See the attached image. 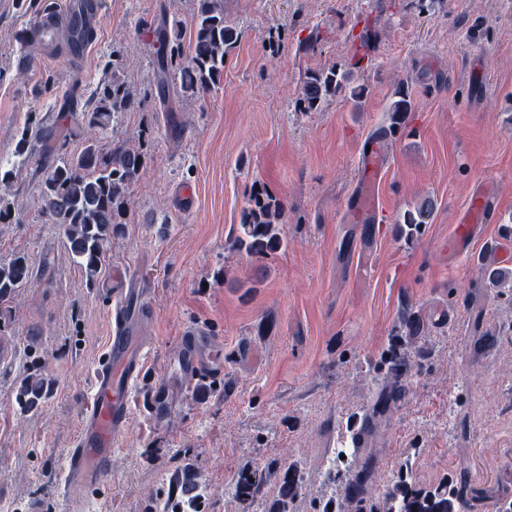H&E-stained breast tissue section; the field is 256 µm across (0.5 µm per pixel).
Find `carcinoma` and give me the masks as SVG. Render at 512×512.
Returning <instances> with one entry per match:
<instances>
[{
	"mask_svg": "<svg viewBox=\"0 0 512 512\" xmlns=\"http://www.w3.org/2000/svg\"><path fill=\"white\" fill-rule=\"evenodd\" d=\"M195 24L189 55L182 57V24L177 19L166 23L159 32L157 87L159 98L169 95L168 66H176L180 85L190 95L204 94L216 89L224 78L225 58L238 43L237 26L224 15V0H196ZM347 79L334 69L314 72L303 86V100L308 108H315L323 99L346 88ZM391 101L390 124L376 129L375 135L383 140L401 124L406 114L413 111L412 102L403 90L394 93ZM137 105L136 91L121 74L112 73L99 92L98 101L87 114V126L104 130L121 112H132ZM54 126L44 120L23 132L17 144L20 156L32 152L34 147L51 139ZM143 154L134 144L123 142L105 154L95 140L87 139L83 151L70 157H54L43 165L46 176L41 188V203L66 239L75 264L84 271L88 280H94L105 262L108 244L118 234L119 213L126 203L129 187L143 168ZM283 208L279 201L267 194H256L250 207L241 217V235L234 244L246 252L266 256L287 245L278 228ZM434 202L429 198L418 201L406 209L399 219V235L409 241L430 223ZM34 269L22 254L0 262V303L7 302L17 291L33 279ZM403 334L414 340L427 334L428 327L422 317L407 314L401 319ZM410 354L393 348L381 358L376 370L383 372V386L363 423L350 435L351 459L348 465L351 479L348 495L360 502L372 500L370 474L366 464L359 463V452L364 440L373 432L377 422L385 419L405 392L404 382L412 370ZM45 396L42 383L25 380L18 393L22 408L38 405ZM265 481V473L253 470L239 475L235 496L241 502L253 498ZM467 481L457 484L443 483L430 488L416 489L402 479L384 500L373 503L370 512H454L455 504L464 501ZM297 491L295 476L288 475L280 488L276 512H286L288 500Z\"/></svg>",
	"mask_w": 512,
	"mask_h": 512,
	"instance_id": "cac0c4a2",
	"label": "carcinoma"
}]
</instances>
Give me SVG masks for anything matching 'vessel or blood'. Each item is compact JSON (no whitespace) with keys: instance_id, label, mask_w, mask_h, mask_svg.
<instances>
[{"instance_id":"b4317fda","label":"vessel or blood","mask_w":512,"mask_h":512,"mask_svg":"<svg viewBox=\"0 0 512 512\" xmlns=\"http://www.w3.org/2000/svg\"><path fill=\"white\" fill-rule=\"evenodd\" d=\"M381 179L379 147H372L361 173L359 207H374L373 192ZM497 203L491 193L472 192L468 209L457 219L458 243H465L477 225L492 221ZM117 301L111 311L112 333L108 353L93 373V399L80 418L77 434L65 454L64 486L57 503L58 512H87L92 497L112 473V445L131 425L130 386L142 372V353L130 325L144 316L137 294L129 288L113 289ZM212 340L207 331L195 328L184 339V365L190 374L199 371L198 355Z\"/></svg>"}]
</instances>
